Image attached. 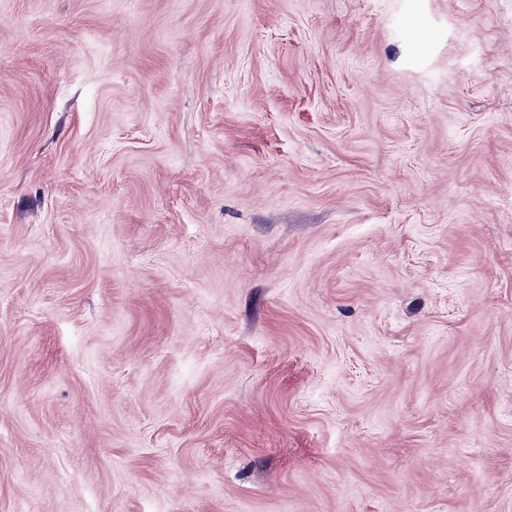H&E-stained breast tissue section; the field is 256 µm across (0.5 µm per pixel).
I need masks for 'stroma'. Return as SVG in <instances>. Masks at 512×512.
Masks as SVG:
<instances>
[{
  "mask_svg": "<svg viewBox=\"0 0 512 512\" xmlns=\"http://www.w3.org/2000/svg\"><path fill=\"white\" fill-rule=\"evenodd\" d=\"M0 512H512V0H0Z\"/></svg>",
  "mask_w": 512,
  "mask_h": 512,
  "instance_id": "1",
  "label": "stroma"
}]
</instances>
